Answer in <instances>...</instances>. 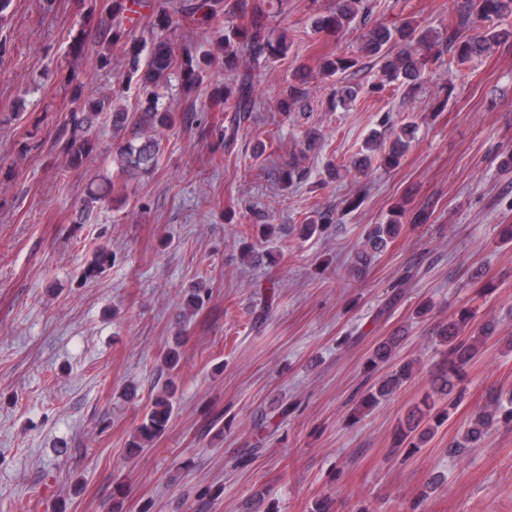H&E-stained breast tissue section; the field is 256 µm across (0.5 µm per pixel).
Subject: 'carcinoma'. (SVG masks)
<instances>
[{
    "label": "carcinoma",
    "mask_w": 512,
    "mask_h": 512,
    "mask_svg": "<svg viewBox=\"0 0 512 512\" xmlns=\"http://www.w3.org/2000/svg\"><path fill=\"white\" fill-rule=\"evenodd\" d=\"M267 5L269 0H161L155 4L150 16L152 42L148 47L131 38L120 24L135 12V8L142 7V0H108L107 15L97 21L94 12L88 11L86 19L90 25L97 24L103 49L98 54V62L107 65L115 55L131 58V77L139 84L142 96L130 111L112 107L109 98L86 95L83 84L76 85L70 118L59 131L64 166L79 168L93 160L96 147L90 129L105 114L112 129H129L132 135V139L113 148L112 162L130 178L152 170L161 148L159 130L174 126L179 119H191L186 113L179 118L161 107L157 89L165 86L176 70L184 94L192 95L203 83L206 70L214 59L209 50L197 54L188 42L183 43L180 53H175L173 38L182 30L183 22L188 19L196 29L207 32L218 26L220 19H225L224 35L218 38L224 51V70L235 73L243 66L258 69L261 64L288 53L287 36L277 31L278 20ZM508 15H512V0H466L464 14L456 21L448 20L444 27V42L462 64L486 55L512 40V31L494 26L495 21ZM246 16L250 17V22H235V19ZM368 17V5L364 0H331L328 10L315 19V31L335 37L351 29L353 24L363 22L365 32L361 37V53L380 58L387 79L402 78L411 87L419 84L426 65L424 52L432 48L435 40L427 33H417V26L409 18L387 25L380 21L371 23ZM356 65L357 59L353 55L330 54L322 57L320 70L323 76L333 78ZM309 84L307 69H296L280 102V111L286 114L294 111L296 105L308 97ZM212 96L216 102L224 104V109L245 118L256 106L253 75L245 73L236 84L215 87ZM412 135V126L401 127L391 148L386 150L380 140L381 133L373 131L364 144L368 154L358 162V167L367 165L374 153L381 155V162L388 166L398 164ZM114 192L115 186L109 178L91 183L83 200V210H90L112 198ZM405 214L404 204L398 202L391 208L386 223L370 228L356 253L355 269L369 265L400 233ZM335 222L333 211L322 212L318 218L307 219L299 225L300 236L310 238L328 230ZM112 260V251L100 247L94 253L89 272L106 268ZM495 332L494 321L487 320L474 328L465 313L438 325L435 342L440 346V366L431 376L422 398L399 421L393 440L395 452L406 448L412 452L423 447L448 421L450 407L463 394L467 367L484 353ZM402 340L403 337L394 332L373 345L365 362L368 374L395 359L398 360L397 367L361 393L351 414L352 421L360 419L364 412L395 394L415 377L420 362L413 358L397 359ZM172 413L173 392L167 387L153 398L131 446L139 451L155 441L167 429ZM494 427L512 428V393L505 399L502 392H491L484 408L470 418L468 426L454 442L452 451L462 453L479 446Z\"/></svg>",
    "instance_id": "obj_1"
}]
</instances>
